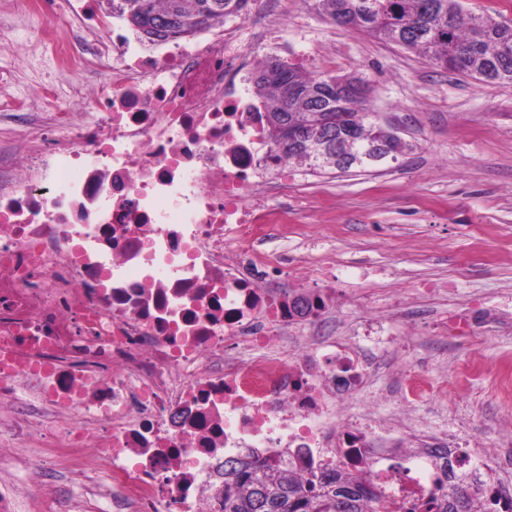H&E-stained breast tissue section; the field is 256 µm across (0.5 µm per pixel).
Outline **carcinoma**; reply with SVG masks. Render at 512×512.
I'll return each instance as SVG.
<instances>
[{
	"instance_id": "carcinoma-1",
	"label": "carcinoma",
	"mask_w": 512,
	"mask_h": 512,
	"mask_svg": "<svg viewBox=\"0 0 512 512\" xmlns=\"http://www.w3.org/2000/svg\"><path fill=\"white\" fill-rule=\"evenodd\" d=\"M127 23L160 39L191 34L239 14L246 0H110ZM318 11L339 26L362 31L382 42L419 53L433 65L488 84L512 85V29L488 15L463 12L459 0H315ZM280 70L286 81L270 80ZM365 84L354 74L307 75L277 58L267 60L254 78L255 95L264 112L268 139L290 158L303 159L314 171L366 169L399 160L413 149L388 128L377 125L364 100H342L338 87ZM309 132L306 145L281 140L282 125ZM434 476L430 512H472L480 486L491 491L487 512L501 497L489 470L470 477L457 472L462 450L414 451ZM371 470L352 475L324 470L306 483L286 469L245 458L224 461L222 512H383L386 505L370 486Z\"/></svg>"
}]
</instances>
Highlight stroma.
I'll list each match as a JSON object with an SVG mask.
<instances>
[{"instance_id":"obj_1","label":"stroma","mask_w":512,"mask_h":512,"mask_svg":"<svg viewBox=\"0 0 512 512\" xmlns=\"http://www.w3.org/2000/svg\"><path fill=\"white\" fill-rule=\"evenodd\" d=\"M16 0H0V148L17 137L6 113L29 106L42 122L61 111L78 78L58 66L63 31L51 15L16 17ZM289 62L306 59L312 74L353 72L367 79L369 111L403 131L413 149L398 165L309 175L279 202L292 222L279 249L319 260L336 274V312L353 324L370 312L389 314L391 335L405 337L399 368L379 373L386 397L371 413L384 419L400 400L404 377L431 378L479 359L483 374L460 384L453 400L415 403V427L447 424L460 439H495L512 427V86H496L437 68L412 51L343 28L318 13L313 0H272ZM50 86L49 99L30 91ZM452 283L456 303L492 310L464 339L439 328L440 301L420 288ZM416 308L414 325L395 318Z\"/></svg>"}]
</instances>
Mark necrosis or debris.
<instances>
[{
    "mask_svg": "<svg viewBox=\"0 0 512 512\" xmlns=\"http://www.w3.org/2000/svg\"><path fill=\"white\" fill-rule=\"evenodd\" d=\"M80 28L62 69L87 74L32 145L0 161L1 448L36 443L99 471L74 512H221L224 462L270 460L372 479L394 512H425L433 480L407 457L414 403L453 397L418 372L381 422L375 374L399 351L387 319L337 336L323 266L289 265L274 189L302 163L275 152L251 76L277 46L206 29L158 44L91 0H19ZM304 282L282 288L285 278Z\"/></svg>",
    "mask_w": 512,
    "mask_h": 512,
    "instance_id": "4bbe7bcc",
    "label": "necrosis or debris"
}]
</instances>
